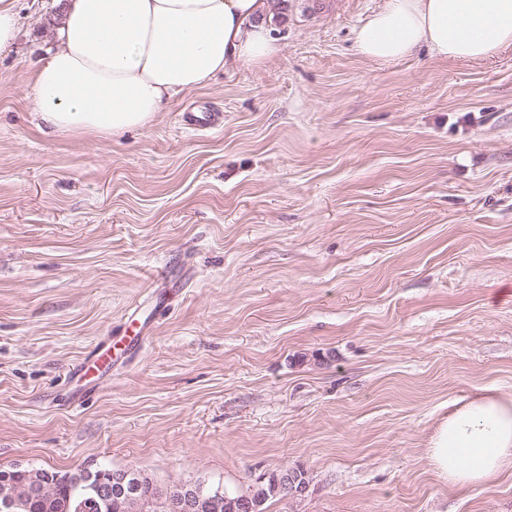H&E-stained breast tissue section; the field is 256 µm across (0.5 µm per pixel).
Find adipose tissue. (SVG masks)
I'll return each mask as SVG.
<instances>
[{"label":"adipose tissue","instance_id":"1","mask_svg":"<svg viewBox=\"0 0 512 512\" xmlns=\"http://www.w3.org/2000/svg\"><path fill=\"white\" fill-rule=\"evenodd\" d=\"M270 0H65L56 44L31 93L52 130L116 137L156 119L177 95L233 63L262 66L280 48ZM512 44V0H385L359 29V53L393 62L427 48L479 63ZM428 464L455 487L512 470V393L457 406L430 438Z\"/></svg>","mask_w":512,"mask_h":512}]
</instances>
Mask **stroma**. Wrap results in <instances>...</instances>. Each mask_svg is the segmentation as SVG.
<instances>
[{"instance_id": "stroma-1", "label": "stroma", "mask_w": 512, "mask_h": 512, "mask_svg": "<svg viewBox=\"0 0 512 512\" xmlns=\"http://www.w3.org/2000/svg\"><path fill=\"white\" fill-rule=\"evenodd\" d=\"M383 0H288L278 56L150 125L50 131L30 95L61 0H17L0 56V467L203 476L269 512H512V473L448 486L425 449L455 405L512 392V44L380 64ZM218 112L190 131L181 112ZM150 339L73 404L67 375ZM147 328L132 322L128 328V335L122 343L123 348H116V344L109 342L101 343L91 350L85 359L78 363L74 377L84 380L85 390H92L96 381L107 373H112L113 351L120 349L126 356L132 354L142 346L145 340Z\"/></svg>"}]
</instances>
